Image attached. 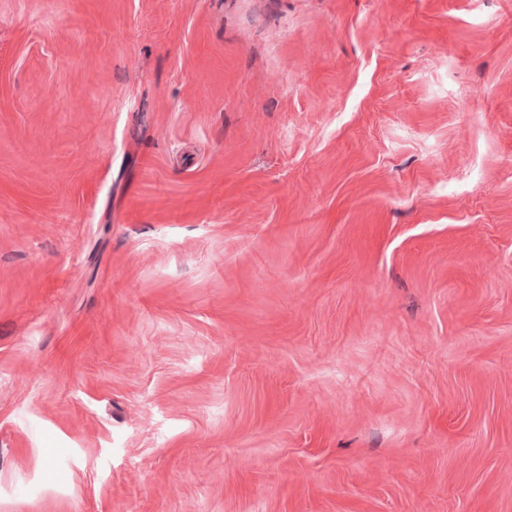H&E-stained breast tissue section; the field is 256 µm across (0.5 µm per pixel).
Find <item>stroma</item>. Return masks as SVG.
Masks as SVG:
<instances>
[{
	"label": "stroma",
	"instance_id": "obj_1",
	"mask_svg": "<svg viewBox=\"0 0 512 512\" xmlns=\"http://www.w3.org/2000/svg\"><path fill=\"white\" fill-rule=\"evenodd\" d=\"M0 512H512V0H0Z\"/></svg>",
	"mask_w": 512,
	"mask_h": 512
}]
</instances>
